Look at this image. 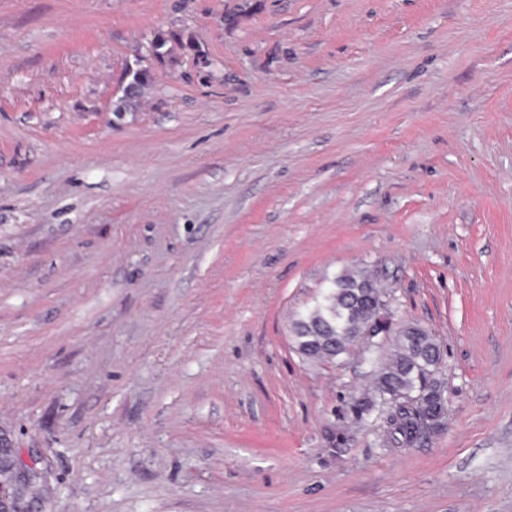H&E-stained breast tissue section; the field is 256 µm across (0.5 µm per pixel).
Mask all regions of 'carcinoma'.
<instances>
[{"label":"carcinoma","instance_id":"cac0c4a2","mask_svg":"<svg viewBox=\"0 0 512 512\" xmlns=\"http://www.w3.org/2000/svg\"><path fill=\"white\" fill-rule=\"evenodd\" d=\"M379 276L345 270L328 279L315 304L290 326L294 351L311 363L350 357L361 330L375 331L365 357L375 362L371 386L354 395L351 409L364 419L385 416L383 445L409 448L440 431L448 415L441 345L425 327L394 322Z\"/></svg>","mask_w":512,"mask_h":512}]
</instances>
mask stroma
<instances>
[{"instance_id":"obj_1","label":"stroma","mask_w":512,"mask_h":512,"mask_svg":"<svg viewBox=\"0 0 512 512\" xmlns=\"http://www.w3.org/2000/svg\"><path fill=\"white\" fill-rule=\"evenodd\" d=\"M358 265L410 448L290 345ZM0 439L32 512H512V0H0ZM389 297L378 275L345 270L328 279L313 306L297 313L290 338L302 360L338 363L350 357L356 344L364 345L373 336L364 354L376 364L372 383L352 397L351 409L360 420L374 413L385 415L384 447L409 448L444 427L448 415L441 377L444 359L441 345L428 329L394 322ZM379 302L383 311H377ZM366 326L377 336L371 328L361 332Z\"/></svg>"}]
</instances>
